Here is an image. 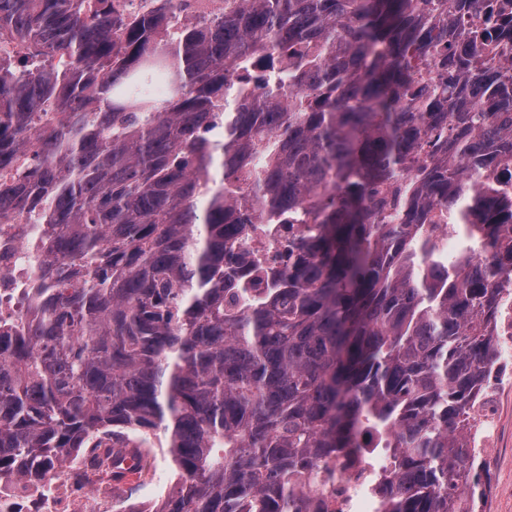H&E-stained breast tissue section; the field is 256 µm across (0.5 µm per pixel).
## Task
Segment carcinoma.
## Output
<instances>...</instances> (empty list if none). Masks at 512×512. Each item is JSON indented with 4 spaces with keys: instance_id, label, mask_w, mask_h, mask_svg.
I'll use <instances>...</instances> for the list:
<instances>
[{
    "instance_id": "1",
    "label": "carcinoma",
    "mask_w": 512,
    "mask_h": 512,
    "mask_svg": "<svg viewBox=\"0 0 512 512\" xmlns=\"http://www.w3.org/2000/svg\"><path fill=\"white\" fill-rule=\"evenodd\" d=\"M184 7L0 0V212L43 242L0 324V482L76 455L122 482L153 434V512H317L320 463L362 451L376 512H470L512 326V0ZM149 448H159L157 439L151 438V447ZM159 449L160 451H158V449L155 450L156 455L150 456L149 458V476L150 479L155 482L157 476L160 475L165 482L167 490L174 480L175 475L165 449Z\"/></svg>"
}]
</instances>
